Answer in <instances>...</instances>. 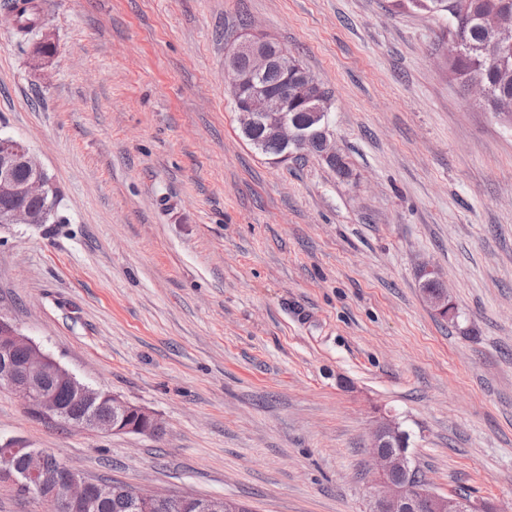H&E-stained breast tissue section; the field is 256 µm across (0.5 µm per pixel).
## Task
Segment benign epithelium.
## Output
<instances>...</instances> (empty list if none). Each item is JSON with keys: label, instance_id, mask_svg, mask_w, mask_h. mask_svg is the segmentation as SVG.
I'll return each instance as SVG.
<instances>
[{"label": "benign epithelium", "instance_id": "obj_1", "mask_svg": "<svg viewBox=\"0 0 512 512\" xmlns=\"http://www.w3.org/2000/svg\"><path fill=\"white\" fill-rule=\"evenodd\" d=\"M278 72L289 95L273 91L262 83L264 75ZM224 79L230 86L240 127L249 130L255 126L265 137L282 147L279 159L298 155L313 142L322 148L327 162L336 160V148L331 133L319 111L322 87L295 61L288 51L261 31L248 29L227 52ZM304 108L310 119L303 126L288 118V105ZM26 176L16 177L18 169ZM0 196L9 200L7 216L0 226L26 224L40 226L57 220L60 190L35 157L29 146L10 136L0 137ZM41 200L40 212L30 203ZM426 299L441 317L453 315V301L447 289L442 288ZM66 386L75 399L93 403L100 390L75 378L51 355L23 336L12 316L0 308V386L14 390L41 414L61 416L54 393L45 381ZM105 401L112 407V423L105 424L94 414L80 424L83 429H96L112 434H155L160 425L157 418L145 408L132 404L115 394H106ZM402 434L400 423L393 418L378 421L371 434V458L376 470L377 489L373 492L368 512H495L486 502H475L460 497H448L436 492L430 485L418 486L408 480L410 459L407 449H393L394 440ZM44 452L28 447L16 439L0 443V480L7 481L24 493L53 506L52 512H82L96 498L105 495L113 486L94 485L80 471L65 466L51 473L44 470ZM129 507L139 509L144 499L163 503L171 498L166 493L145 494L127 485L117 489ZM229 499L210 497L192 504L194 512H222Z\"/></svg>", "mask_w": 512, "mask_h": 512}]
</instances>
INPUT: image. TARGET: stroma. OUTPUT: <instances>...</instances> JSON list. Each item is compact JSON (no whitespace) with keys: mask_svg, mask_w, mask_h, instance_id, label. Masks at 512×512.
<instances>
[{"mask_svg":"<svg viewBox=\"0 0 512 512\" xmlns=\"http://www.w3.org/2000/svg\"><path fill=\"white\" fill-rule=\"evenodd\" d=\"M38 2L21 43L0 0V134L55 179L60 221L0 228V307L161 430L66 428L0 388V440L144 492L365 512L390 415L435 491L512 512V130L449 80L447 16ZM248 24L331 91L348 177L241 137L224 60ZM428 268L458 325L429 307Z\"/></svg>","mask_w":512,"mask_h":512,"instance_id":"35a3bbf8","label":"stroma"}]
</instances>
